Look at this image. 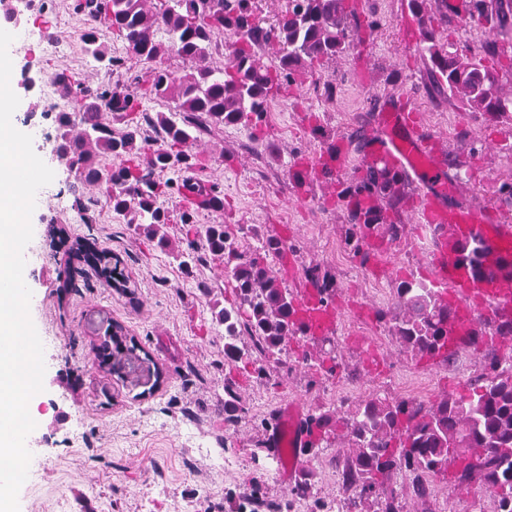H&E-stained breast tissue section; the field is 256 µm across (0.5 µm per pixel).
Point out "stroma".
<instances>
[{"label":"stroma","instance_id":"35a3bbf8","mask_svg":"<svg viewBox=\"0 0 512 512\" xmlns=\"http://www.w3.org/2000/svg\"><path fill=\"white\" fill-rule=\"evenodd\" d=\"M345 3L350 50L316 75L335 78L333 99L308 83L290 86L264 122L224 127L197 147L203 178L224 195L223 211H200L197 224L243 227L253 247L269 234L287 239L293 252L270 260L274 276L298 296L309 288L306 266L328 272L336 282L334 327L318 340L291 337L277 359L243 335L242 357L229 361L214 311L236 305L237 292L223 262L205 252L190 270L179 266L176 253L196 238V224L177 219L181 195L165 199L172 220L155 237L104 203L79 211L74 177L54 167L63 198L45 197L35 208L26 247L41 258L28 269L26 284L46 372L43 391L29 402L40 423L28 437L32 459L19 512H376L374 495L344 481L352 456L344 418L370 395L428 405L463 393L482 372L483 342H462L448 360L429 361L408 352L396 334L399 284L429 280L430 236L412 200L393 216L405 227L402 238L374 237L375 255L363 265L344 245L349 224L338 194L341 180L372 161L385 139L378 113L414 109L444 145L438 161L454 187L445 205L475 201L512 223V199L500 192L512 182V123L432 91L409 0ZM37 23L56 42L78 41L84 28L74 0H44ZM445 26L463 48L512 44V30L485 23L464 28L451 19ZM105 38L125 59L112 76L80 53L31 62L25 49H11L20 110L41 101L39 89L22 86L27 63L40 84L62 70L93 87L146 78L148 64L126 56L115 31ZM317 125L345 147V163L332 179L316 177L311 189H298L290 178L297 157L313 160L323 149L312 133ZM83 240L109 254L127 291L109 287L74 256L72 246ZM111 323L123 327L149 367L160 368V387L101 367L96 348ZM291 401L308 416L328 414L330 422L288 482L265 438L279 408ZM386 486L395 490L399 512H498L496 498L475 479L403 469Z\"/></svg>","mask_w":512,"mask_h":512}]
</instances>
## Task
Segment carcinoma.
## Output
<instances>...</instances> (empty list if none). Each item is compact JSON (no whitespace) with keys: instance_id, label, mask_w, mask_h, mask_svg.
<instances>
[{"instance_id":"1","label":"carcinoma","mask_w":512,"mask_h":512,"mask_svg":"<svg viewBox=\"0 0 512 512\" xmlns=\"http://www.w3.org/2000/svg\"><path fill=\"white\" fill-rule=\"evenodd\" d=\"M254 0H75L74 10L85 16L80 35L85 56L108 73L122 68L124 58L112 55L101 27L115 30L125 42L126 54L152 65L147 87L131 92L117 83L95 89L69 76L51 84L73 103L72 110L53 113L56 149L70 160V172L85 186L101 191L112 212L129 224L148 225V232L171 222L163 199L177 191L198 203L182 210L179 221L196 225V235L206 251L236 260L229 271L238 295L237 305L215 313L224 325V351L239 357L237 337L246 331L262 353L281 352L288 338L303 333L294 319L293 298L271 274L266 258L288 254V242L268 236L255 250L241 248L224 224H200L198 209L224 210V197L201 181L156 174L180 173L198 165L194 146L202 136L224 125L262 122L271 102L282 89L304 84L316 68L345 55L350 49L345 0H288V8L274 20L258 18ZM412 11L423 29V53L428 55L435 88L448 97H460L469 109L493 119L512 121V98L502 93V78L494 59L496 46L464 53L434 25L425 0H411ZM469 13L477 21L493 20L508 27L503 4L489 9L486 0H471ZM168 41L158 39L159 33ZM227 34L233 42L224 66L212 65ZM276 49L277 61L262 65L258 51ZM173 53L190 63L179 74L163 67ZM149 97L175 103L173 111L159 112L155 121L142 109ZM408 180L387 164L377 163L355 172L342 190L349 217L345 245L361 265L371 259L374 232L395 241L404 225L384 216L407 199ZM75 256L93 266L100 276L113 280L107 256L88 242H77ZM321 301L335 294L334 279L316 267L304 270ZM404 309L396 324L403 345L421 357H435L448 346L455 309L422 282H405L397 288ZM122 328L107 330L114 349L110 369H122L131 349L122 345ZM346 437L355 453L345 480L373 493L390 471L405 467L442 475L458 468V479H479L498 498L499 512H512V362L502 365L490 353L484 373L472 380L464 393L444 396L426 406L414 402L392 403L371 396L358 403L344 419Z\"/></svg>"}]
</instances>
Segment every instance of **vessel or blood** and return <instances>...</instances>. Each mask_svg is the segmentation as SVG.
<instances>
[{"instance_id": "1", "label": "vessel or blood", "mask_w": 512, "mask_h": 512, "mask_svg": "<svg viewBox=\"0 0 512 512\" xmlns=\"http://www.w3.org/2000/svg\"><path fill=\"white\" fill-rule=\"evenodd\" d=\"M378 124L386 134L379 147L381 154L396 168H414L416 177L430 186L418 207L432 231V282L464 311L476 314L478 321L512 317V225L498 223L495 215L481 205L457 210L443 207L448 180L438 167L439 143L423 133L417 114L389 110L379 113ZM474 239L482 240L485 249L484 266L478 271L463 258L464 246ZM297 307L306 334L323 335L334 323L333 309L320 303L316 291H305ZM278 422L268 442L274 448L287 443V472L292 475L311 443L313 428L295 403L281 410Z\"/></svg>"}]
</instances>
